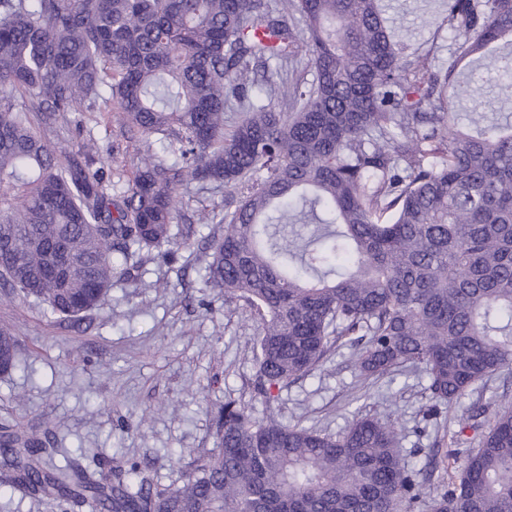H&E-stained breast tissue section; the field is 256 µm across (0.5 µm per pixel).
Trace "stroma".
<instances>
[{"label": "stroma", "instance_id": "stroma-1", "mask_svg": "<svg viewBox=\"0 0 512 512\" xmlns=\"http://www.w3.org/2000/svg\"><path fill=\"white\" fill-rule=\"evenodd\" d=\"M397 48L425 53L435 68L453 60V36L439 0H381ZM34 129L58 155L92 146L91 172L128 189L142 141L109 112L41 113ZM223 191L181 190L174 225L209 226L201 209ZM206 257L198 241L165 258L142 253L133 279L117 283L100 310L74 325L0 288V328L18 338L16 366L0 373V428L46 442L50 465L90 471L113 460L138 462L162 485L180 482L193 458L216 447L215 413L225 400L264 417L255 388L252 336L246 305L227 306L206 288ZM425 380L407 368L392 378L362 380L353 349L333 350L313 372L275 393L283 422L334 433L361 409L393 411L406 431L402 449L424 460L437 435L424 420Z\"/></svg>", "mask_w": 512, "mask_h": 512}]
</instances>
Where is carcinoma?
Returning a JSON list of instances; mask_svg holds the SVG:
<instances>
[{
  "instance_id": "obj_1",
  "label": "carcinoma",
  "mask_w": 512,
  "mask_h": 512,
  "mask_svg": "<svg viewBox=\"0 0 512 512\" xmlns=\"http://www.w3.org/2000/svg\"><path fill=\"white\" fill-rule=\"evenodd\" d=\"M465 68L401 55L379 0H0V284L76 322L140 252L172 255L175 191L224 188L208 213L203 281L258 323L256 387L316 369L359 336V377L414 366L432 408L512 367V116L448 106L512 98V0H443ZM294 68L249 98L256 68ZM21 103H15L16 99ZM239 111L226 124L224 113ZM35 112H117L144 137L118 194L34 132ZM66 271L47 277L56 250ZM17 337L0 329L16 361ZM478 449L430 512H512V403L476 400ZM218 448L179 484L130 460L112 475L50 472L42 442L0 435V480L93 512H413L427 465L388 414L335 435L217 408Z\"/></svg>"
}]
</instances>
